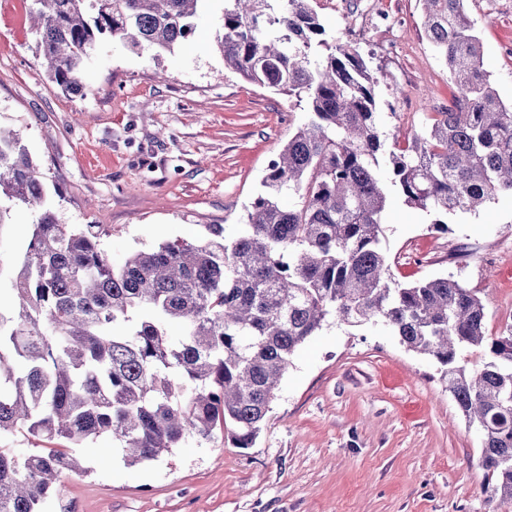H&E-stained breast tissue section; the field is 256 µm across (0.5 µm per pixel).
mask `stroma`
<instances>
[{
    "mask_svg": "<svg viewBox=\"0 0 512 512\" xmlns=\"http://www.w3.org/2000/svg\"><path fill=\"white\" fill-rule=\"evenodd\" d=\"M326 28L370 58L383 150L451 100L448 72L422 29L420 0H379L391 25H365L362 0H311ZM33 0H0V126L16 130L54 190L59 223L104 224L112 261L204 225L234 235L268 165L307 113L296 99L224 66L223 4L203 5L188 39L138 55L103 41L83 94L63 92L36 51ZM484 63L512 101V0H466ZM388 197L382 246L393 281L451 275L478 292L489 333L512 320V198L434 227ZM34 222L0 226V271ZM482 433L461 416L431 358L382 323L329 322L291 358L253 447L225 437L126 466L101 438L80 451L90 472L65 482L47 512H488Z\"/></svg>",
    "mask_w": 512,
    "mask_h": 512,
    "instance_id": "stroma-1",
    "label": "stroma"
}]
</instances>
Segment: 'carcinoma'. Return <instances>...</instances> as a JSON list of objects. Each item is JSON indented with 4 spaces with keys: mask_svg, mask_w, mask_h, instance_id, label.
<instances>
[{
    "mask_svg": "<svg viewBox=\"0 0 512 512\" xmlns=\"http://www.w3.org/2000/svg\"><path fill=\"white\" fill-rule=\"evenodd\" d=\"M33 2L49 76L78 92L102 40L170 50L206 0ZM277 2L224 0L215 32L225 68L310 114L231 238L206 224L194 243L163 241L115 263L105 225L59 223L40 167L0 128V226L15 206L37 214L0 309V435L23 429L51 444L0 448V512H46L66 480L89 473L77 448L103 436L129 466L224 431L251 447L292 355L330 320H380L433 358L482 431L487 502H512V323L488 334L481 298L452 275L392 284L380 247L391 188L441 229L512 196V104L484 68L477 21L466 0H422L425 38L457 95L389 154L387 185L366 61L327 32L310 0ZM474 347L490 360L469 369Z\"/></svg>",
    "mask_w": 512,
    "mask_h": 512,
    "instance_id": "cac0c4a2",
    "label": "carcinoma"
}]
</instances>
